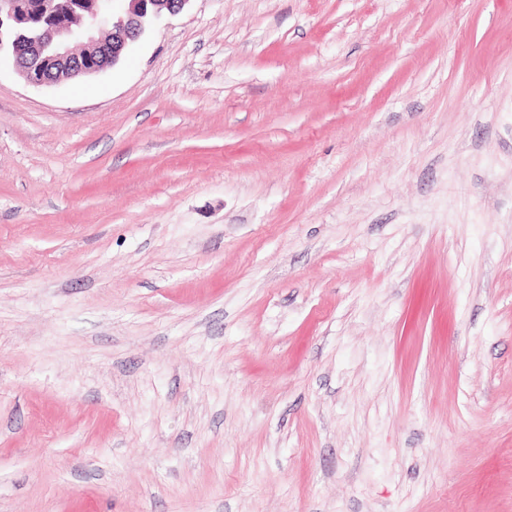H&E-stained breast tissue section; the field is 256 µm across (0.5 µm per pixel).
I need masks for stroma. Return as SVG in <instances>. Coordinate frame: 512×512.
Wrapping results in <instances>:
<instances>
[{
    "mask_svg": "<svg viewBox=\"0 0 512 512\" xmlns=\"http://www.w3.org/2000/svg\"><path fill=\"white\" fill-rule=\"evenodd\" d=\"M0 512H512V0L0 66Z\"/></svg>",
    "mask_w": 512,
    "mask_h": 512,
    "instance_id": "obj_1",
    "label": "stroma"
}]
</instances>
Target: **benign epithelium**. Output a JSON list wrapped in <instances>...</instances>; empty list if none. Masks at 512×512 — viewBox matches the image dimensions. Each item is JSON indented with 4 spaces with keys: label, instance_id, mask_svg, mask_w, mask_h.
<instances>
[{
    "label": "benign epithelium",
    "instance_id": "1",
    "mask_svg": "<svg viewBox=\"0 0 512 512\" xmlns=\"http://www.w3.org/2000/svg\"><path fill=\"white\" fill-rule=\"evenodd\" d=\"M125 14L114 18V0H78V22L51 16L41 31L27 40L14 39L0 53L13 59L22 78L40 86L57 78L89 76L116 65L127 47L144 32L146 19L181 12L189 0H123ZM31 5L0 0V30L29 22Z\"/></svg>",
    "mask_w": 512,
    "mask_h": 512
}]
</instances>
